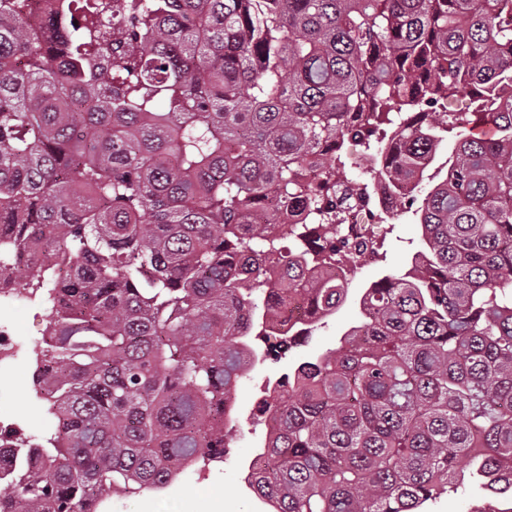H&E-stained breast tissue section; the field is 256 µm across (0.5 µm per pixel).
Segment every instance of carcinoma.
Returning a JSON list of instances; mask_svg holds the SVG:
<instances>
[{"label":"carcinoma","mask_w":512,"mask_h":512,"mask_svg":"<svg viewBox=\"0 0 512 512\" xmlns=\"http://www.w3.org/2000/svg\"><path fill=\"white\" fill-rule=\"evenodd\" d=\"M64 0L35 34L0 0V275L50 308L32 383L54 430L0 466V512H94L224 460L249 344L304 286L292 246L336 261L347 140L376 152L395 110L471 94L402 128L386 177H448L420 206L407 271L360 298L340 346L268 384L258 496L276 512H418L466 489L512 495V0ZM317 166L323 181L303 178ZM280 205L329 215L271 233ZM263 211L258 221L254 213ZM52 249L57 261L36 266ZM258 262L243 281L238 262ZM287 276L272 282L260 259ZM317 319L344 298L310 289Z\"/></svg>","instance_id":"carcinoma-1"}]
</instances>
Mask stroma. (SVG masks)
<instances>
[{
  "label": "stroma",
  "mask_w": 512,
  "mask_h": 512,
  "mask_svg": "<svg viewBox=\"0 0 512 512\" xmlns=\"http://www.w3.org/2000/svg\"><path fill=\"white\" fill-rule=\"evenodd\" d=\"M421 228L416 216L405 213L395 220L393 237L387 238L384 258L374 261L350 276L344 284L346 299L335 314L318 325L309 345L289 351L279 363L260 362L240 381L236 393V412L242 429V437L231 449L224 461L211 464L201 472L191 467L171 485L159 491H146L129 496L113 493L111 512H202L207 502L219 499L232 512H273L245 485L239 473L241 461L252 455L262 444L266 431L255 427L251 411L260 395V389L268 380L287 372L289 366L300 357L312 355L338 346L344 334L360 320L359 298L380 272L399 271L405 268L408 253L406 240H419ZM0 316L10 319L17 336L25 345L23 355L0 379V388L6 393L0 400V417L16 421L22 434L39 440L53 430V423L46 414L42 402L36 400L30 387L32 357L42 340V330L50 318L48 310L35 305H17L0 309ZM512 501L488 493H447L427 502L423 512H505Z\"/></svg>",
  "instance_id": "stroma-1"
}]
</instances>
